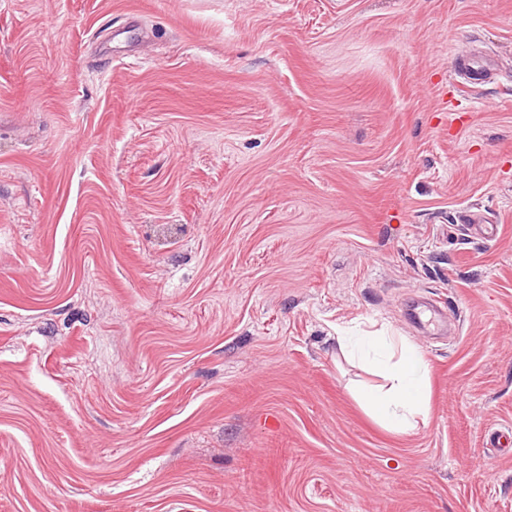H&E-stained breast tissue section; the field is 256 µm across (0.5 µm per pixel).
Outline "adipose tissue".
I'll return each mask as SVG.
<instances>
[{
  "label": "adipose tissue",
  "instance_id": "ef3b65f1",
  "mask_svg": "<svg viewBox=\"0 0 512 512\" xmlns=\"http://www.w3.org/2000/svg\"><path fill=\"white\" fill-rule=\"evenodd\" d=\"M342 357L375 369L381 385L363 387L358 399L386 429L404 433L426 417L428 372L418 349L405 337L381 330L368 336L336 339Z\"/></svg>",
  "mask_w": 512,
  "mask_h": 512
}]
</instances>
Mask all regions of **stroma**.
Listing matches in <instances>:
<instances>
[{"mask_svg": "<svg viewBox=\"0 0 512 512\" xmlns=\"http://www.w3.org/2000/svg\"><path fill=\"white\" fill-rule=\"evenodd\" d=\"M464 50L512 0H0V512H512V84ZM383 326L403 434L337 354ZM500 68L495 63L478 62L469 52H460L455 57L454 74L461 82L474 87L485 84L494 75H499ZM336 344L342 357L370 366L384 380L359 389L358 399L386 429L404 433L424 421L428 372L418 349L404 336L381 330L368 336H336Z\"/></svg>", "mask_w": 512, "mask_h": 512, "instance_id": "obj_1", "label": "stroma"}]
</instances>
